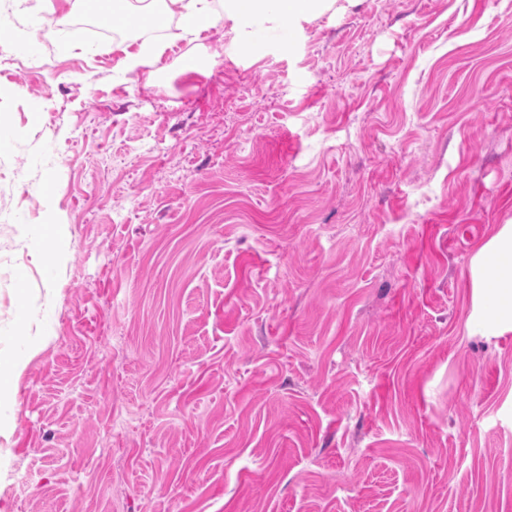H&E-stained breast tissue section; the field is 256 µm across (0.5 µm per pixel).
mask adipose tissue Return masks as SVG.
I'll return each mask as SVG.
<instances>
[{
  "label": "adipose tissue",
  "mask_w": 512,
  "mask_h": 512,
  "mask_svg": "<svg viewBox=\"0 0 512 512\" xmlns=\"http://www.w3.org/2000/svg\"><path fill=\"white\" fill-rule=\"evenodd\" d=\"M344 0H112L113 16L126 23L152 18L155 25L177 19L180 37L200 38L211 29L226 26L238 50L262 58L270 44H291L302 25L329 11L344 10ZM165 43L123 41L117 44V70L124 77L156 62ZM474 315L494 335L512 332V225H504L475 256L472 290ZM20 351L8 362L0 361V436L9 437L15 423L8 409L15 401L16 379L25 368L30 347L18 336Z\"/></svg>",
  "instance_id": "1"
}]
</instances>
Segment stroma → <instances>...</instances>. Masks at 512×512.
Returning a JSON list of instances; mask_svg holds the SVG:
<instances>
[{"instance_id":"35a3bbf8","label":"stroma","mask_w":512,"mask_h":512,"mask_svg":"<svg viewBox=\"0 0 512 512\" xmlns=\"http://www.w3.org/2000/svg\"><path fill=\"white\" fill-rule=\"evenodd\" d=\"M27 5L0 19L70 24L0 55V354L19 305L56 327L0 512H512V332L471 318L512 225V0H355L258 61ZM130 37L167 41L150 76L100 48ZM35 237L37 240V249L45 259L55 248L59 237V227L57 224H36Z\"/></svg>"}]
</instances>
